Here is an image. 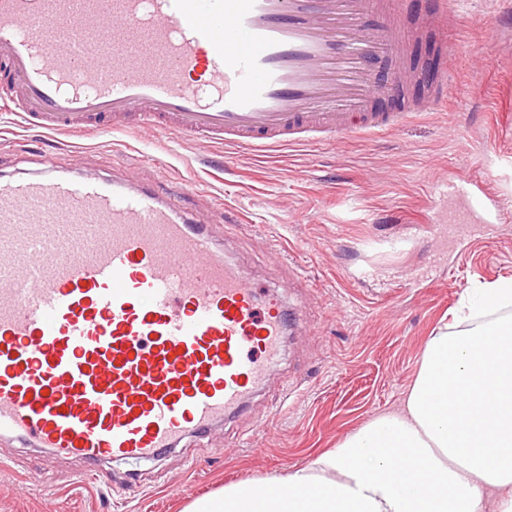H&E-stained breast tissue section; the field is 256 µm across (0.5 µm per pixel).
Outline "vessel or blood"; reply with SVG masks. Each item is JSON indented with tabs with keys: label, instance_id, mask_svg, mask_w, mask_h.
Returning <instances> with one entry per match:
<instances>
[{
	"label": "vessel or blood",
	"instance_id": "b4317fda",
	"mask_svg": "<svg viewBox=\"0 0 512 512\" xmlns=\"http://www.w3.org/2000/svg\"><path fill=\"white\" fill-rule=\"evenodd\" d=\"M438 0L425 28L456 26ZM399 0H0V84L25 122L263 150L393 129L446 104L367 110L397 63ZM472 205L485 182L449 181ZM287 307L211 225L152 189L52 168L0 180V439L82 459L156 461L249 402Z\"/></svg>",
	"mask_w": 512,
	"mask_h": 512
}]
</instances>
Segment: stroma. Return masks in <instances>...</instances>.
I'll return each instance as SVG.
<instances>
[{"label": "stroma", "mask_w": 512, "mask_h": 512, "mask_svg": "<svg viewBox=\"0 0 512 512\" xmlns=\"http://www.w3.org/2000/svg\"><path fill=\"white\" fill-rule=\"evenodd\" d=\"M429 0H403L405 69H428L441 40L418 30ZM512 0H462L464 45L453 94L439 111L369 137L255 152L183 141L151 127L46 134L0 110V174L52 165L151 183L192 217L215 224L255 283L277 287L300 317L280 362L248 406L198 444L92 480L82 462L0 440V512H184L232 483L280 476L334 450L375 416L397 410L429 337L470 288L512 277ZM163 157L167 170L142 165ZM484 174L495 224L434 183ZM200 191L188 195L182 180ZM224 197L244 221L212 209Z\"/></svg>", "instance_id": "1"}]
</instances>
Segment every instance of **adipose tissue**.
<instances>
[{
    "label": "adipose tissue",
    "instance_id": "ef3b65f1",
    "mask_svg": "<svg viewBox=\"0 0 512 512\" xmlns=\"http://www.w3.org/2000/svg\"><path fill=\"white\" fill-rule=\"evenodd\" d=\"M512 278L468 291L398 411L335 450L185 512H512Z\"/></svg>",
    "mask_w": 512,
    "mask_h": 512
}]
</instances>
